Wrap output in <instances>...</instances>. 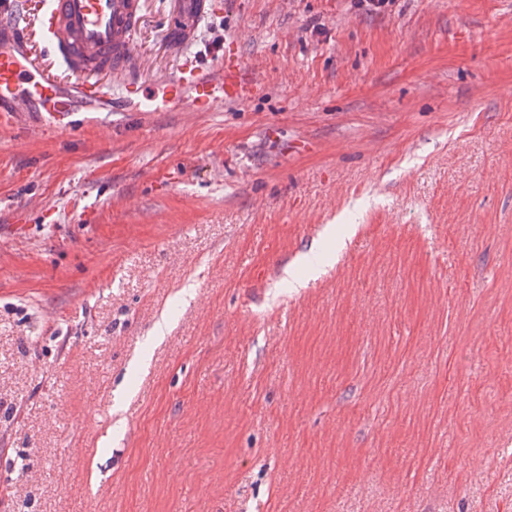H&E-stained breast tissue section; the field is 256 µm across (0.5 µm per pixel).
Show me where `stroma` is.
<instances>
[{"mask_svg": "<svg viewBox=\"0 0 512 512\" xmlns=\"http://www.w3.org/2000/svg\"><path fill=\"white\" fill-rule=\"evenodd\" d=\"M175 2L250 100L0 126V512H512V0Z\"/></svg>", "mask_w": 512, "mask_h": 512, "instance_id": "35a3bbf8", "label": "stroma"}]
</instances>
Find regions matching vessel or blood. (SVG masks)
<instances>
[{
  "label": "vessel or blood",
  "mask_w": 512,
  "mask_h": 512,
  "mask_svg": "<svg viewBox=\"0 0 512 512\" xmlns=\"http://www.w3.org/2000/svg\"><path fill=\"white\" fill-rule=\"evenodd\" d=\"M139 12L140 0H48L32 28L23 24L17 0H0V29L13 30L17 36L14 49H0V112L17 114L33 104L51 116L71 109L69 98L59 91L58 75L32 51L37 35L51 44L57 60L70 72L75 92L103 112L109 111L115 96L101 80L106 73H126L117 96L137 112H160L184 100L191 111L210 112L244 103L258 90L253 71L229 50L211 73L184 70L157 86L130 76ZM205 14V0H181L170 29L176 48L188 45Z\"/></svg>",
  "instance_id": "1"
}]
</instances>
